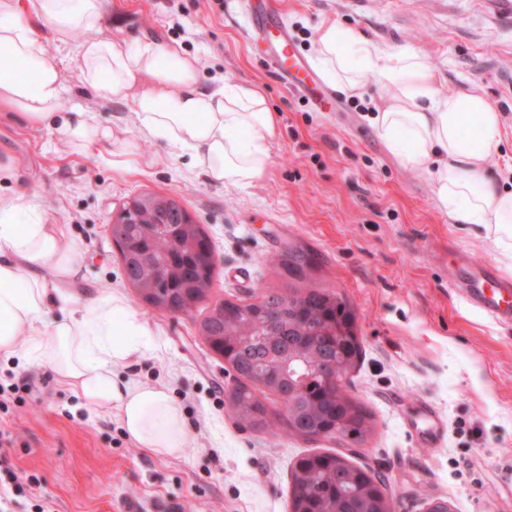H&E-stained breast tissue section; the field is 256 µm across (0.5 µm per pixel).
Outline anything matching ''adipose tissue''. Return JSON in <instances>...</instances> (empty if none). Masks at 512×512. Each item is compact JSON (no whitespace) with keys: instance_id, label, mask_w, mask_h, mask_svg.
I'll list each match as a JSON object with an SVG mask.
<instances>
[{"instance_id":"obj_1","label":"adipose tissue","mask_w":512,"mask_h":512,"mask_svg":"<svg viewBox=\"0 0 512 512\" xmlns=\"http://www.w3.org/2000/svg\"><path fill=\"white\" fill-rule=\"evenodd\" d=\"M104 0H0V107L56 132L68 145L107 144L126 158L133 143L93 112L68 105L64 76L48 42L76 47L83 84L97 96L132 103L144 137L186 150L208 178L228 185L259 179L269 164L276 120L259 89L201 83L199 60L164 44L134 48L97 36ZM315 62L330 82L355 94L376 78L382 103L373 124L405 167L433 174L437 207L462 224H488L512 239V187L488 177L500 141L498 110L473 92L439 95L423 57L372 50L353 31L322 26ZM76 246L22 192L0 195V359L49 368L89 414L116 413L129 437L158 456H183L192 434L162 384L117 377L115 365L142 354V317L118 292L78 290ZM62 314L48 318L51 302Z\"/></svg>"}]
</instances>
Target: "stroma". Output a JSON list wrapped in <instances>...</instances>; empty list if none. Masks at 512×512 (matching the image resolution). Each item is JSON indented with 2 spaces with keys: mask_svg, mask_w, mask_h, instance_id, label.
<instances>
[{
  "mask_svg": "<svg viewBox=\"0 0 512 512\" xmlns=\"http://www.w3.org/2000/svg\"><path fill=\"white\" fill-rule=\"evenodd\" d=\"M296 49L314 61L321 26L349 29L381 51L409 48L436 75L439 94L474 91L501 114L490 176L512 178V15L497 0H275ZM98 32L121 43L176 46L201 61V81L250 85L276 118L269 165L232 186L200 177L188 154L135 138L128 162L107 148H74L50 129L0 109V153L23 190L75 243L86 287L118 292L147 326L137 363L118 376L165 384L193 426L195 448L162 458L140 448L116 415L87 416L45 369L15 373L36 389L9 418L18 474L37 475L57 512H290L291 466L308 450H335L389 482L398 512L448 501L452 512H512V320L498 322L453 289L461 255L512 278V244L481 224H458L435 204L432 179L404 167L368 118L381 90H337L319 111L273 76L246 40L238 0H105ZM52 47L70 104L116 130L133 107L100 99L79 80L74 46ZM176 199L202 224L215 265L206 302L185 315L137 300L109 231L127 197ZM300 243L318 257L317 287L351 306L363 354L350 388L373 417L366 441L269 437L226 413L232 384L201 340L209 304L253 302L298 282L272 256Z\"/></svg>",
  "mask_w": 512,
  "mask_h": 512,
  "instance_id": "obj_1",
  "label": "stroma"
}]
</instances>
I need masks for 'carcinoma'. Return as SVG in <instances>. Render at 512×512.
<instances>
[{"label": "carcinoma", "instance_id": "cac0c4a2", "mask_svg": "<svg viewBox=\"0 0 512 512\" xmlns=\"http://www.w3.org/2000/svg\"><path fill=\"white\" fill-rule=\"evenodd\" d=\"M142 210L144 223L126 225L120 251L123 266L135 269L134 285L139 299L156 310L205 300L213 275L203 276L193 264V251L210 239H201L203 230L182 224L183 206L171 197L140 194L134 197ZM280 273L307 283L317 270V258L298 246L272 259ZM261 303L225 300L227 306L209 309L200 327H209L202 338L211 350L227 358L233 372L228 406L244 426L264 429L271 436L303 440L324 438L359 443L371 430L367 412L347 393V380L355 367L360 346L350 347L347 356H336L345 365L337 371L340 384L326 396L318 382L307 391L292 396L293 411L281 418L253 391L261 387L271 393L294 390L296 376L279 366L276 355L293 344L305 349L308 362L317 354L331 353L336 335L330 333L315 342L308 338L311 326L340 333L353 330L348 305L334 293L311 287L292 295L267 293ZM276 314L282 334L268 335L267 318ZM293 512H374L376 500L387 490V480L354 465L337 451L311 452L299 456L292 468Z\"/></svg>", "mask_w": 512, "mask_h": 512}]
</instances>
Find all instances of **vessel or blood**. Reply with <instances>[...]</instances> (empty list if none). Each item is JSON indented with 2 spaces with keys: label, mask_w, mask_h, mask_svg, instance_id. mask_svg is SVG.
<instances>
[{
  "label": "vessel or blood",
  "mask_w": 512,
  "mask_h": 512,
  "mask_svg": "<svg viewBox=\"0 0 512 512\" xmlns=\"http://www.w3.org/2000/svg\"><path fill=\"white\" fill-rule=\"evenodd\" d=\"M245 11L250 21L249 36L267 44L272 72L289 89L305 87L312 80L313 74L304 63L289 53L288 31L269 0H263L259 6L253 0H248ZM463 286L467 290L468 299L490 315L503 319L512 313L502 306L505 296L512 294V281L502 278L492 266L472 267Z\"/></svg>",
  "instance_id": "obj_1"
}]
</instances>
